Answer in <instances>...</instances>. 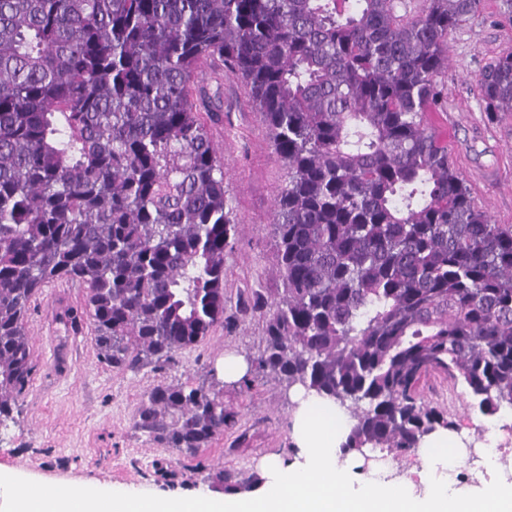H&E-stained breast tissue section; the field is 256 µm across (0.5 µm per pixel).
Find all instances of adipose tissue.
Returning <instances> with one entry per match:
<instances>
[{
  "label": "adipose tissue",
  "instance_id": "obj_1",
  "mask_svg": "<svg viewBox=\"0 0 512 512\" xmlns=\"http://www.w3.org/2000/svg\"><path fill=\"white\" fill-rule=\"evenodd\" d=\"M292 397L293 456L262 463L260 483L246 494L143 498L81 485L33 502L8 469L0 470V487L11 493V512H24L27 504L31 512H512L504 430L489 434L475 485L456 479L463 460L444 429L424 438L420 470L400 475L386 465L366 476L358 459L341 454L353 424L349 414L312 390L295 388Z\"/></svg>",
  "mask_w": 512,
  "mask_h": 512
}]
</instances>
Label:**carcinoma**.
Masks as SVG:
<instances>
[{
    "instance_id": "obj_1",
    "label": "carcinoma",
    "mask_w": 512,
    "mask_h": 512,
    "mask_svg": "<svg viewBox=\"0 0 512 512\" xmlns=\"http://www.w3.org/2000/svg\"><path fill=\"white\" fill-rule=\"evenodd\" d=\"M482 0H0V426L35 366L28 312L77 282L78 312L118 371L163 366L217 329L237 243L202 65L224 63L263 113L287 179L274 204L281 293L253 292L249 357L354 420L342 451L397 459L457 430L420 384L512 410V225L475 206L433 126L448 38ZM512 112V52L480 73ZM224 398L158 384L133 424L197 455ZM246 491L229 472L210 475Z\"/></svg>"
}]
</instances>
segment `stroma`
Instances as JSON below:
<instances>
[{
  "mask_svg": "<svg viewBox=\"0 0 512 512\" xmlns=\"http://www.w3.org/2000/svg\"><path fill=\"white\" fill-rule=\"evenodd\" d=\"M499 0H483L448 40V98L432 120L448 136L450 158L476 205L498 224H512V113L484 111L477 78L495 58L512 52V24L501 20ZM221 116L208 128L222 158L224 188L238 223V242L224 259L227 313L251 290L274 296L283 288L276 272L274 201L287 178L262 112L246 84L227 74L221 82ZM81 285L43 288L29 311L35 374L14 422L0 427V468L14 470L30 486L92 484L112 492L153 497L205 494L210 473L226 470L244 479L266 457L291 455L292 407L272 379L252 390L217 375L227 354L256 353L263 322L240 317L233 332L217 330L174 362L136 371L113 370L97 356L91 327L57 323L56 305L83 303ZM212 379L233 422L199 456L144 442L133 429L142 394L160 383L201 384ZM432 405L450 410L460 437L476 423L491 425L478 411L463 409L456 391L436 377L421 386Z\"/></svg>",
  "mask_w": 512,
  "mask_h": 512,
  "instance_id": "1",
  "label": "stroma"
}]
</instances>
